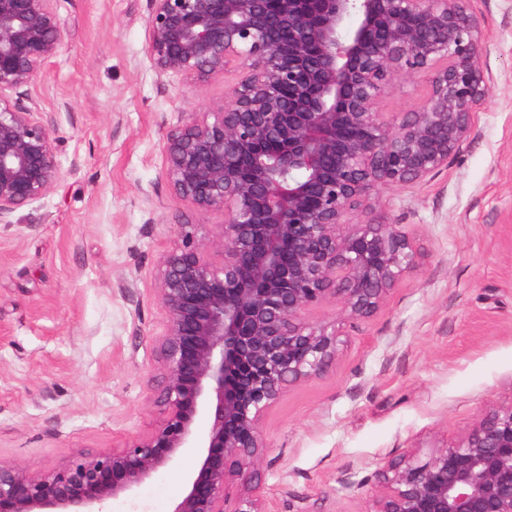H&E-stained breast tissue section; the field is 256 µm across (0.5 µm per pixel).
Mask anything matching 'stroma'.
<instances>
[{"label": "stroma", "instance_id": "1", "mask_svg": "<svg viewBox=\"0 0 512 512\" xmlns=\"http://www.w3.org/2000/svg\"><path fill=\"white\" fill-rule=\"evenodd\" d=\"M55 6L62 42L27 92L56 117L66 177L0 224V461L33 472L158 419V268L181 225L207 238L224 221L172 196L164 140L236 80L198 89L159 74L146 52L150 0ZM467 9L489 38L476 136L426 183L378 190L376 215L424 253L378 312L350 319L332 300L309 312L339 323L344 344L264 416L251 483L269 512H371L388 459L426 458L512 404V0ZM196 462L184 454L108 512H170Z\"/></svg>", "mask_w": 512, "mask_h": 512}]
</instances>
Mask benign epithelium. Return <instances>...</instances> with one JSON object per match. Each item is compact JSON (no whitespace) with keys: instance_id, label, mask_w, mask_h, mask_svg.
<instances>
[{"instance_id":"1","label":"benign epithelium","mask_w":512,"mask_h":512,"mask_svg":"<svg viewBox=\"0 0 512 512\" xmlns=\"http://www.w3.org/2000/svg\"><path fill=\"white\" fill-rule=\"evenodd\" d=\"M56 0H0V224L65 176L55 118L23 91L61 41ZM467 0H150L147 55L163 75L203 85L235 72L224 102L166 135L175 198L221 212L207 239L181 225L156 298L162 380L152 430L48 472L0 462V512H104L186 448L200 459L171 512H267L226 489L262 459V420L341 345L308 312L340 303L371 317L418 266L413 240L373 217L380 187L422 184L474 137L489 95L486 45ZM427 76L412 112L381 99ZM372 512H512V404L486 412L422 461L379 471Z\"/></svg>"}]
</instances>
